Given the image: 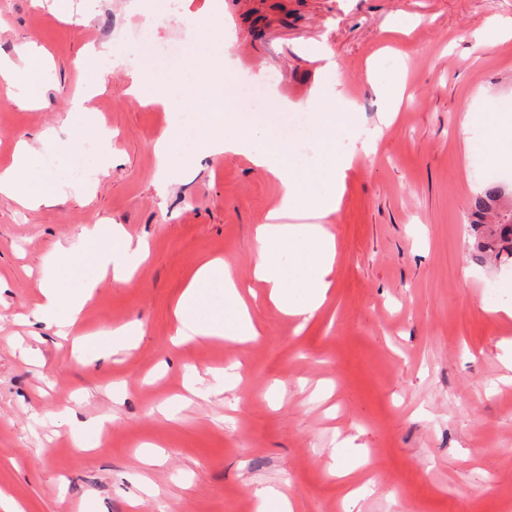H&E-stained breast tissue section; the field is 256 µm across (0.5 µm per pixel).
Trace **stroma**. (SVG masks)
Returning a JSON list of instances; mask_svg holds the SVG:
<instances>
[{
    "label": "stroma",
    "instance_id": "obj_1",
    "mask_svg": "<svg viewBox=\"0 0 512 512\" xmlns=\"http://www.w3.org/2000/svg\"><path fill=\"white\" fill-rule=\"evenodd\" d=\"M417 26L390 42L401 14ZM234 35L157 22V43L199 41L194 60L159 59L150 105L128 91L126 66L105 77L76 66L88 46L135 45L146 18L125 0H72L49 9L37 0H0V52L33 40L52 62L39 107L0 105V168L16 143L53 128L71 138L85 116L75 93L112 129V163L90 186L75 185L53 207H21L0 195V490L25 512H255V493L284 485L300 512H336L340 479L332 448L347 438L372 451L359 469L372 478L360 512H512V295L498 283L512 266L480 263L470 250L466 204L492 177L491 155L473 147L467 110L485 97L512 102V40L494 46L473 33L487 19L512 18V0H224ZM393 44L406 66L394 117L369 85L368 61ZM332 53L355 105L358 151L340 210L326 221L336 236L328 300L304 329L265 296L253 300L261 339L236 348L221 341L172 345L174 309L193 268L221 258L241 286L251 283L254 229L266 223L280 184L242 155L191 160L177 183L156 178L155 142L202 117L181 109L177 86L210 58L237 62L242 81L263 85L272 108L306 100ZM86 224H119L147 241V266L127 286L103 280L80 327L108 331L138 321L145 335L119 362L82 366L70 341L20 322L38 300L58 243L73 244ZM41 359L26 361L25 348ZM241 360L237 389L194 398L172 418L158 404L184 392L195 372ZM125 392L113 400L112 385ZM279 383L282 399L265 393ZM113 414L106 434L75 448L68 424ZM158 445L149 466L137 452ZM137 507H129V500Z\"/></svg>",
    "mask_w": 512,
    "mask_h": 512
}]
</instances>
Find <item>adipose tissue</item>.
Returning a JSON list of instances; mask_svg holds the SVG:
<instances>
[{
  "instance_id": "obj_1",
  "label": "adipose tissue",
  "mask_w": 512,
  "mask_h": 512,
  "mask_svg": "<svg viewBox=\"0 0 512 512\" xmlns=\"http://www.w3.org/2000/svg\"><path fill=\"white\" fill-rule=\"evenodd\" d=\"M43 60V48L33 41L17 45L13 55L0 53V84L5 85L11 103L20 107L39 104L40 96L31 88L30 69L38 63L42 75H49ZM215 79L229 92L238 85L239 73L233 65H224L217 75L199 76L180 94L195 111H213L209 85ZM343 84L340 73L334 83H318L305 104L309 110L318 109L329 98L340 104L338 112L301 133L303 139L316 141L319 153L315 161L294 155L272 127L257 123L249 111L233 116L235 135L208 126L197 134L199 155L241 154L255 168L278 179L281 193L272 212L274 221L256 230L252 275L267 288L270 300L283 313L305 322L323 307L333 285L336 241L322 220L339 211L354 158L355 146L350 142L354 135L353 105L343 95ZM465 124L482 128L483 144L499 147L500 161L512 159V115L501 113L497 99H486L481 111L467 112ZM52 151L60 165L55 173L44 165ZM67 161V154L56 151L53 130H46L32 142L20 140L12 164L0 170V194L30 209L55 205L72 185L71 177L61 171ZM299 210L318 214L320 223H280V216ZM148 256L147 243L133 239L120 225H84L76 244L57 247L55 271L39 284L41 301L32 310V318L54 325L58 336H66L105 277L130 282ZM175 317L174 341L178 344L221 338L247 345L260 335L235 279L219 259L196 267L176 304ZM143 334L142 324L132 322L105 333L76 337L73 347L84 364L95 366L136 347Z\"/></svg>"
}]
</instances>
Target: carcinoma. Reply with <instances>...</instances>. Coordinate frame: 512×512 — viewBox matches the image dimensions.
I'll use <instances>...</instances> for the list:
<instances>
[{"instance_id":"1","label":"carcinoma","mask_w":512,"mask_h":512,"mask_svg":"<svg viewBox=\"0 0 512 512\" xmlns=\"http://www.w3.org/2000/svg\"><path fill=\"white\" fill-rule=\"evenodd\" d=\"M467 217L476 259L512 260V190L499 181L487 182L468 199Z\"/></svg>"}]
</instances>
